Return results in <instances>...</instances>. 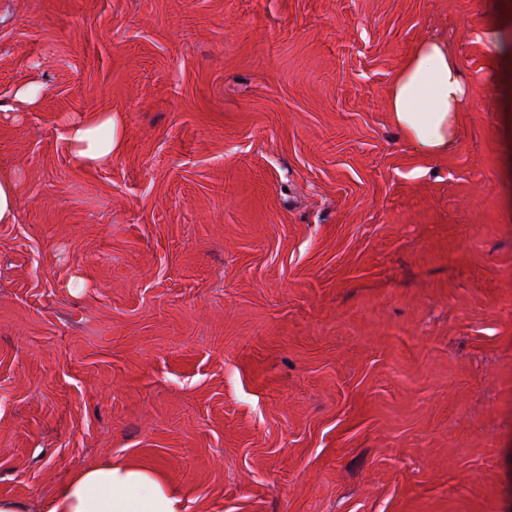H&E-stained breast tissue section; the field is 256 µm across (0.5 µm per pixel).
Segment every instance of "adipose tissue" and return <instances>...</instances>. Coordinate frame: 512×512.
<instances>
[{
    "label": "adipose tissue",
    "mask_w": 512,
    "mask_h": 512,
    "mask_svg": "<svg viewBox=\"0 0 512 512\" xmlns=\"http://www.w3.org/2000/svg\"><path fill=\"white\" fill-rule=\"evenodd\" d=\"M468 99L455 55L428 40L404 59L391 85L393 120L418 151L450 149ZM69 142L86 165L111 159L112 115L92 114L69 126ZM50 512H182L174 488L152 467L105 459L69 477L57 489Z\"/></svg>",
    "instance_id": "adipose-tissue-1"
}]
</instances>
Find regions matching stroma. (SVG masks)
I'll return each mask as SVG.
<instances>
[{
  "label": "stroma",
  "instance_id": "35a3bbf8",
  "mask_svg": "<svg viewBox=\"0 0 512 512\" xmlns=\"http://www.w3.org/2000/svg\"><path fill=\"white\" fill-rule=\"evenodd\" d=\"M430 38L436 156L388 105ZM0 169V497L111 457L184 512H512V0H0ZM468 99L455 55L438 40L418 44L391 85L393 120L418 151L429 156L450 149ZM69 142L76 158L85 165H95L112 157V115L92 114L69 126ZM17 200V178L8 170H0V224L15 222Z\"/></svg>",
  "mask_w": 512,
  "mask_h": 512
}]
</instances>
